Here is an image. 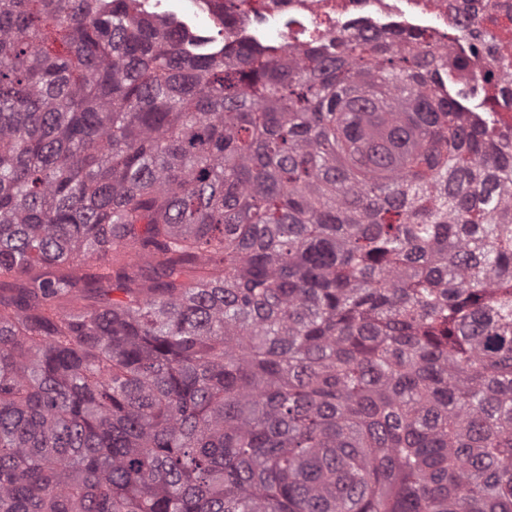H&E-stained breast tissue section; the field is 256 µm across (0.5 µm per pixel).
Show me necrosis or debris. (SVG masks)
<instances>
[{"label": "necrosis or debris", "instance_id": "1", "mask_svg": "<svg viewBox=\"0 0 512 512\" xmlns=\"http://www.w3.org/2000/svg\"><path fill=\"white\" fill-rule=\"evenodd\" d=\"M508 0H487L475 10L471 0H289L283 7L269 0H246L245 9L258 32L277 42L282 51L298 48L296 31L303 23L324 24L326 34L355 35L357 12L384 16V31H422L436 39V50L456 49L462 41L458 27L498 30L502 20L512 21Z\"/></svg>", "mask_w": 512, "mask_h": 512}]
</instances>
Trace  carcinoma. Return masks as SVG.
<instances>
[{"mask_svg": "<svg viewBox=\"0 0 512 512\" xmlns=\"http://www.w3.org/2000/svg\"><path fill=\"white\" fill-rule=\"evenodd\" d=\"M209 2L0 0V512H512L502 42Z\"/></svg>", "mask_w": 512, "mask_h": 512, "instance_id": "carcinoma-1", "label": "carcinoma"}]
</instances>
